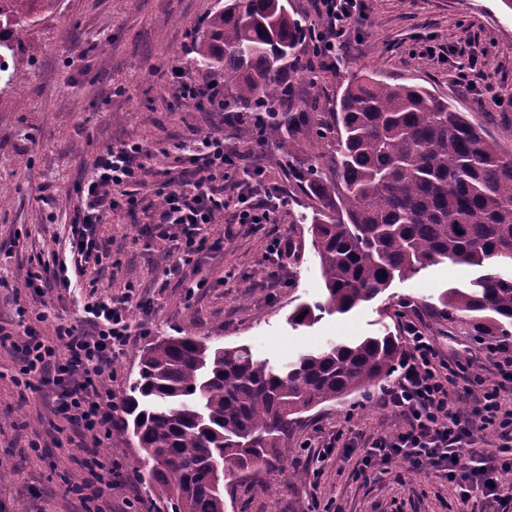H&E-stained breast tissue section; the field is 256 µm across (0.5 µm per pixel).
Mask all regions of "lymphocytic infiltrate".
I'll return each mask as SVG.
<instances>
[{
	"label": "lymphocytic infiltrate",
	"mask_w": 512,
	"mask_h": 512,
	"mask_svg": "<svg viewBox=\"0 0 512 512\" xmlns=\"http://www.w3.org/2000/svg\"><path fill=\"white\" fill-rule=\"evenodd\" d=\"M364 0H316L317 21L312 33L326 59L349 50V34L363 15ZM174 96L185 105L220 112L224 109V85L196 78L183 66L171 69ZM183 169L179 175L161 180L150 196L139 197L143 182V160L149 150L138 142L109 147L99 155L91 174L79 185L83 207L70 224L63 252H52L50 260L29 269L26 288L42 290L44 272H51L57 288L82 287L88 268L111 259L96 229L112 211L121 207L144 208L150 216L138 235L147 244L161 246L168 263L165 280L184 281L193 274L192 285L207 287L203 264L210 253L223 247V237L214 236L212 226L226 208H234L238 224H270L285 203L280 187L267 181L260 165L237 168L235 155L226 150L223 136L208 133L180 143ZM235 197H224L225 188ZM150 315L154 300L135 285H126L121 295L101 299L88 294L79 303L82 326L57 323L54 336L39 333L36 323L46 321L48 312L36 313L35 324L18 319L14 330L0 327V347L11 346L22 356L15 378L17 386L39 391L49 388L54 395L53 413L73 433L93 441L109 437L119 406L110 384L115 375L114 359L131 343L133 336L148 335L146 324H134L133 309ZM406 346L395 380L381 388L375 401L392 409L397 427L370 438L336 433L321 444L317 454L325 457L334 448H358L363 452L362 469L393 461L407 463L409 470L434 468L448 473L460 488L459 501L468 505L473 491H481L489 502H512V486L501 475L512 469V347L488 344L484 358L493 365L494 376L473 366L472 359L441 353L423 326L414 318L401 324ZM492 430L495 439L482 438ZM89 477L71 486L84 512H112L106 500L121 476V468L98 451L82 460Z\"/></svg>",
	"instance_id": "obj_1"
}]
</instances>
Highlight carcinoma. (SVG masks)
Segmentation results:
<instances>
[{"label":"carcinoma","instance_id":"1","mask_svg":"<svg viewBox=\"0 0 512 512\" xmlns=\"http://www.w3.org/2000/svg\"><path fill=\"white\" fill-rule=\"evenodd\" d=\"M55 0H0V74L18 90L22 38ZM306 21L288 0H224L195 40L194 63L224 79V111L280 151L293 191L316 203L311 244L326 290L318 310L344 314L397 278L445 260L483 274L450 288L437 312L472 336L512 337V152L447 98L418 84L355 78L334 112H292L288 73L314 78ZM399 339L330 343L291 362L241 345L165 336L140 354L119 429L145 453L172 512H224L215 462L252 478L302 414L389 378Z\"/></svg>","mask_w":512,"mask_h":512}]
</instances>
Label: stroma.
<instances>
[{
  "instance_id": "35a3bbf8",
  "label": "stroma",
  "mask_w": 512,
  "mask_h": 512,
  "mask_svg": "<svg viewBox=\"0 0 512 512\" xmlns=\"http://www.w3.org/2000/svg\"><path fill=\"white\" fill-rule=\"evenodd\" d=\"M218 6L219 0H57L28 32L20 51L24 89L0 90V278L6 282L0 288V326H15L17 307L39 310V296L23 286L29 258L63 247L81 208L76 186L108 147L130 141L152 148L144 161L150 183L161 180L163 172L179 171L176 146L197 133L223 131L226 146L246 152L249 132L234 114L179 104L164 77L187 37ZM366 14L345 61L323 65L314 84L292 75L295 111H335L347 81L357 74L414 82L453 99L512 150V110L492 101L498 92L512 95V7L506 0H366ZM467 42L486 53L474 94L453 82L454 60L444 53ZM428 45L442 48V55H425ZM256 152L266 178L286 198L272 226L294 245L283 265L265 261L262 234L240 226L208 258L209 287L190 295L174 283L160 288L162 253L132 239L135 225L146 220L142 212L121 208L98 225L99 238L121 259L103 273L88 270L98 294L112 295L130 280L159 290L151 336L134 337L116 361V394H124L137 377L140 353L154 336H207L222 346H249L256 358L282 364L330 340L398 331L393 312L402 302L413 305L440 351L478 358L480 347L466 330L430 311L441 293L467 287L480 273L449 262L394 279L377 298L348 313L320 312L314 323L294 325V309L317 308L325 289L309 227L295 221L302 207L277 150L266 144ZM19 368L18 356L1 349L0 465L13 475L0 481V512H82L69 487L87 476L80 465L84 442L59 433L50 393L14 386ZM396 423L390 410L364 393L316 407L291 430L288 444L294 452L287 460L225 491V512H312L315 504L331 501L343 512H457L458 487L442 471L411 472L400 462L395 471H403V480L379 467L362 476L360 452L341 448L320 472L305 464L306 442L339 430L372 436ZM100 446L110 449L126 478L112 492V512H125L130 497L144 503L147 512H171L127 435L113 431ZM295 471L304 473V482L292 480Z\"/></svg>"
}]
</instances>
